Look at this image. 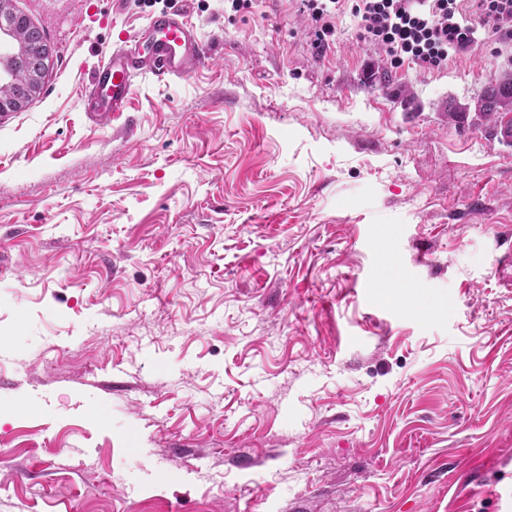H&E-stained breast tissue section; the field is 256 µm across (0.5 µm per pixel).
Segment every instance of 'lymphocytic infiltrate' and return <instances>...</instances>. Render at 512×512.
I'll list each match as a JSON object with an SVG mask.
<instances>
[{"mask_svg":"<svg viewBox=\"0 0 512 512\" xmlns=\"http://www.w3.org/2000/svg\"><path fill=\"white\" fill-rule=\"evenodd\" d=\"M342 8V0H302L318 55L329 49ZM351 13L360 40L394 67L408 62L439 72L479 38L512 39V0H352Z\"/></svg>","mask_w":512,"mask_h":512,"instance_id":"1","label":"lymphocytic infiltrate"}]
</instances>
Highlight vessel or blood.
<instances>
[{"instance_id": "vessel-or-blood-1", "label": "vessel or blood", "mask_w": 512, "mask_h": 512, "mask_svg": "<svg viewBox=\"0 0 512 512\" xmlns=\"http://www.w3.org/2000/svg\"><path fill=\"white\" fill-rule=\"evenodd\" d=\"M130 37L118 32L116 46L106 62L94 70L88 85L111 106L91 113L94 121H111L121 116L140 76L157 81L184 77L206 59L202 39L185 9L162 11L150 20L147 52L130 48Z\"/></svg>"}]
</instances>
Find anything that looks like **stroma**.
<instances>
[{
  "instance_id": "35a3bbf8",
  "label": "stroma",
  "mask_w": 512,
  "mask_h": 512,
  "mask_svg": "<svg viewBox=\"0 0 512 512\" xmlns=\"http://www.w3.org/2000/svg\"><path fill=\"white\" fill-rule=\"evenodd\" d=\"M173 2L12 0L52 60L0 119V512H512V147L448 119L512 42L394 69L185 0L206 64L90 121Z\"/></svg>"
}]
</instances>
